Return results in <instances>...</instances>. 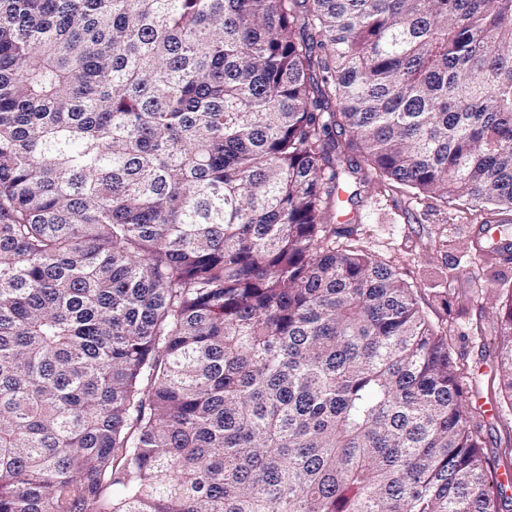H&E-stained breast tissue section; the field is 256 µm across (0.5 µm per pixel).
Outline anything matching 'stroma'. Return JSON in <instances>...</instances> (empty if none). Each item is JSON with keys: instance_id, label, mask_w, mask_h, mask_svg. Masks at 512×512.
<instances>
[{"instance_id": "1", "label": "stroma", "mask_w": 512, "mask_h": 512, "mask_svg": "<svg viewBox=\"0 0 512 512\" xmlns=\"http://www.w3.org/2000/svg\"><path fill=\"white\" fill-rule=\"evenodd\" d=\"M345 203L337 230L355 229L359 243L390 264L413 288L426 319L448 339L469 425L488 460L512 468L503 450L512 442V396L499 383L496 308L512 292V260L495 250L480 216L463 206L413 196L387 180ZM493 404L496 418L483 406Z\"/></svg>"}]
</instances>
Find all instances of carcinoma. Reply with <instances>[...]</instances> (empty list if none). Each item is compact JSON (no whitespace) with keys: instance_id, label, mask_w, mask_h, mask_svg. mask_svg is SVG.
Segmentation results:
<instances>
[{"instance_id":"cac0c4a2","label":"carcinoma","mask_w":512,"mask_h":512,"mask_svg":"<svg viewBox=\"0 0 512 512\" xmlns=\"http://www.w3.org/2000/svg\"><path fill=\"white\" fill-rule=\"evenodd\" d=\"M355 152L511 212L512 0H0V512H509Z\"/></svg>"}]
</instances>
